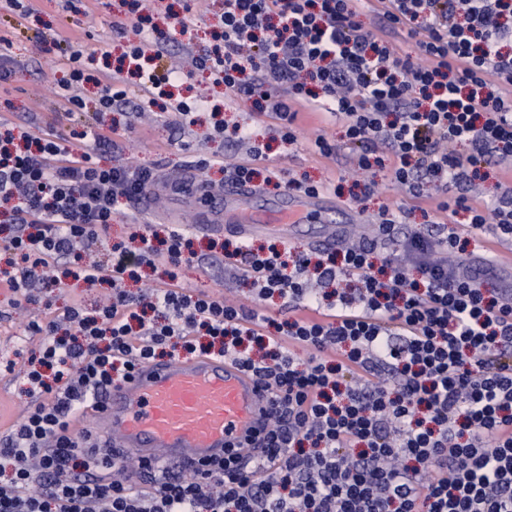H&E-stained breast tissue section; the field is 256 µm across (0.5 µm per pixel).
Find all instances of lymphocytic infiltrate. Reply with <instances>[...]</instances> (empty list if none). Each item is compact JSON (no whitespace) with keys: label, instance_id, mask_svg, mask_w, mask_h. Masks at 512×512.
<instances>
[{"label":"lymphocytic infiltrate","instance_id":"lymphocytic-infiltrate-1","mask_svg":"<svg viewBox=\"0 0 512 512\" xmlns=\"http://www.w3.org/2000/svg\"><path fill=\"white\" fill-rule=\"evenodd\" d=\"M221 28L223 49L198 66L253 98L285 141L299 108L340 118L355 171L388 167L413 198L466 214L467 231L437 221L421 234L386 208L382 254L366 240L289 261L236 241L228 258L257 304L282 299L279 320L172 280L127 291L136 266L185 262L183 229L161 250L113 244L109 267L81 268L88 284L111 281L107 304L25 328L42 342L27 411L0 439V512H512V289L483 288L468 250L489 229L512 240V194L469 196L480 161L512 159V0H224ZM401 33L416 54L399 52ZM14 139L1 119L0 284L19 307L60 287L52 269L156 177L101 165L112 132L100 126ZM173 340L252 374L267 417L205 469L140 474L71 422Z\"/></svg>","mask_w":512,"mask_h":512}]
</instances>
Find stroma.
Returning <instances> with one entry per match:
<instances>
[{
	"label": "stroma",
	"mask_w": 512,
	"mask_h": 512,
	"mask_svg": "<svg viewBox=\"0 0 512 512\" xmlns=\"http://www.w3.org/2000/svg\"><path fill=\"white\" fill-rule=\"evenodd\" d=\"M186 4L187 0H160L157 10L142 22L129 15L126 0H29L30 11L26 15L0 11V36L12 40L15 58L11 76L0 80V116L14 126L34 125L63 137L88 125L114 126V149L101 153L100 163L109 164L113 154H121L133 164L152 167L162 185L149 210L132 207L115 214L106 244L96 248L99 263L109 265L112 244L128 241L136 225H144L147 233L159 239L165 238L175 226L182 225L188 230L196 260L176 267L161 262L156 269H142L138 280L127 281V289L138 291L174 271L178 274L179 285L191 292L223 295L251 305V288L246 281L234 278L223 260L216 258L210 246V235L194 227V210L177 207L176 196L170 189L186 171L199 170L200 158L236 155L231 137L216 135L214 131V122L219 117L223 118L225 127L238 124L252 132L253 143L265 155L262 167L303 183H339V191L326 193L336 207L337 238L374 237L379 214L385 208L403 209V221L409 229L426 231L423 212L435 208V201L421 202L404 190L392 187L387 171L376 168L369 173L370 179L380 185L379 194L351 202L354 177L349 173L348 149L325 157L314 145L321 134L340 140L341 125L323 114L304 110L298 116L296 142L286 143L274 119L253 112L248 101L228 100L224 87L215 84L206 70L185 68L170 96L157 98L141 87L138 78L123 75L121 86L127 92L125 105L114 112L98 111L95 100L99 88L94 79L104 74H118L121 57L130 45L142 46L149 54L162 51L161 62L165 65L185 57L186 53L202 55L217 46L216 33L224 0H198L189 31L184 34L175 18ZM119 18L128 22L121 31L112 27L113 20ZM77 49L93 56L94 63L89 70L94 79L80 90L84 108L67 117L55 96V88L70 66L71 52ZM173 100L191 105L194 124L185 127L175 124L167 110ZM78 265V260H69L66 267L71 272L70 277L64 279L61 287L36 289L35 303L24 311L10 307L9 293L0 288V360L15 364L13 373L0 375V420L7 427H15L24 415L29 398L25 393L27 384L23 370L40 344L39 338L25 336V323L60 315L65 307L76 302L88 309L97 308L112 292L111 283L103 282L91 288L83 280L74 278L72 272Z\"/></svg>",
	"instance_id": "35a3bbf8"
}]
</instances>
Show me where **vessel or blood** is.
Segmentation results:
<instances>
[{
    "label": "vessel or blood",
    "instance_id": "vessel-or-blood-1",
    "mask_svg": "<svg viewBox=\"0 0 512 512\" xmlns=\"http://www.w3.org/2000/svg\"><path fill=\"white\" fill-rule=\"evenodd\" d=\"M183 181L198 226L210 231L234 228L244 237L264 231L285 238L292 225L313 219L326 224L333 212L320 194L287 191L258 209L259 194L247 185L235 182L214 196L195 173ZM265 410L263 391L248 372L227 358L199 356L144 364L112 389L94 424L104 428L115 458L124 463L194 469L252 438Z\"/></svg>",
    "mask_w": 512,
    "mask_h": 512
}]
</instances>
